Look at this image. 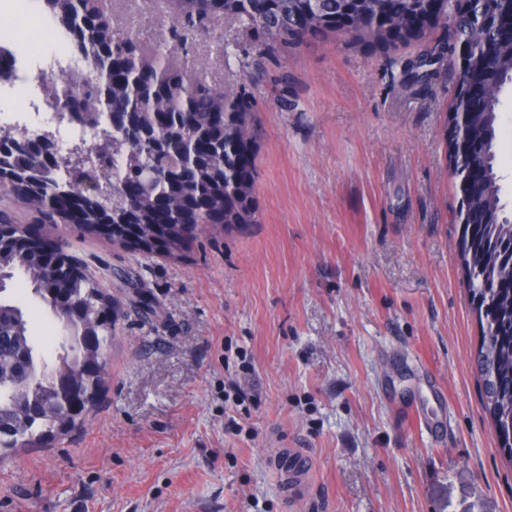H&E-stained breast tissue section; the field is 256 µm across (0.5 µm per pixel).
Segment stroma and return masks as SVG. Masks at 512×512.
<instances>
[{"instance_id": "obj_1", "label": "stroma", "mask_w": 512, "mask_h": 512, "mask_svg": "<svg viewBox=\"0 0 512 512\" xmlns=\"http://www.w3.org/2000/svg\"><path fill=\"white\" fill-rule=\"evenodd\" d=\"M109 12L132 17L145 48L171 41L153 0ZM250 40L220 19L173 56L203 57L218 88L254 94L258 223L198 233L171 260L21 215L103 278L118 309L109 386L82 428L0 465V512H287L268 463L281 445L312 457L301 512H512V465L471 364L479 326L444 136L455 66L420 80L405 72L418 46L336 33L247 79L234 52ZM498 172L512 204L511 87ZM12 295L55 356L60 322ZM429 374L448 397L438 444L414 416Z\"/></svg>"}]
</instances>
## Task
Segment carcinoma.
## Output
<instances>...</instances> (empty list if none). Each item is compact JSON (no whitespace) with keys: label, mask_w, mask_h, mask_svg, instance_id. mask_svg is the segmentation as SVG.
Segmentation results:
<instances>
[{"label":"carcinoma","mask_w":512,"mask_h":512,"mask_svg":"<svg viewBox=\"0 0 512 512\" xmlns=\"http://www.w3.org/2000/svg\"><path fill=\"white\" fill-rule=\"evenodd\" d=\"M161 16L190 29L205 20L229 18L251 31L253 44L240 50L239 67L247 73L305 36L336 32V0H158ZM50 17L72 45L84 68L71 75H44L40 88L67 122L83 112L81 128L95 139L70 144L48 164L39 149L17 155L0 176V191L35 210L45 224H77L84 232L114 245L169 257L185 256L196 232L226 231L258 222L256 205L255 106L246 87L224 91L211 84L206 62L196 58L184 69L170 65V49L147 55L125 17H104L92 0H43ZM412 0H387L392 20L407 30L404 43L427 44L431 30L448 18L436 17L418 31L409 30ZM356 41L389 49L397 41L382 30H366ZM494 96L483 112L469 113L467 124L491 138L489 181L462 195L468 212H485L486 221L462 228L459 252L480 327L473 364L482 401L501 454L512 461V221L501 203L496 166L499 140V94L512 77V46L492 45ZM15 54L0 47V83L17 79ZM112 112H132L152 140L172 146L156 148L134 141L109 124ZM0 274L12 283L24 279L32 293L63 323L72 317L62 352L50 364L42 356L23 309L0 294V462L19 448L35 447L82 426L65 415L60 402L44 409L31 406L41 388L64 371L84 369L100 396L109 378L108 350L112 320L95 322L113 299L103 281L81 260L58 251L52 264L24 245L0 248Z\"/></svg>","instance_id":"cac0c4a2"}]
</instances>
